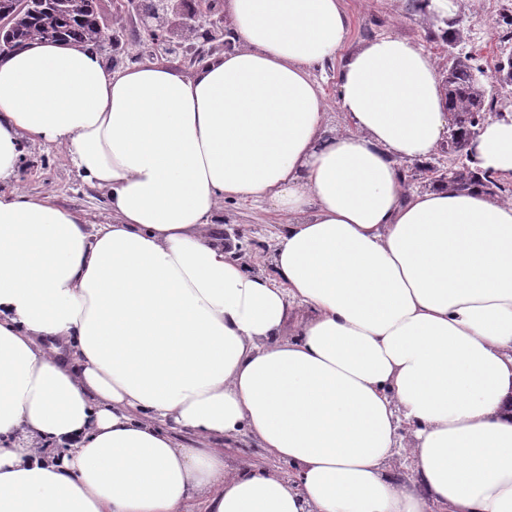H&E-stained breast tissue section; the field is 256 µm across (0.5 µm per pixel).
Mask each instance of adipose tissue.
Segmentation results:
<instances>
[{
    "instance_id": "adipose-tissue-1",
    "label": "adipose tissue",
    "mask_w": 512,
    "mask_h": 512,
    "mask_svg": "<svg viewBox=\"0 0 512 512\" xmlns=\"http://www.w3.org/2000/svg\"><path fill=\"white\" fill-rule=\"evenodd\" d=\"M223 8L233 50L188 73L0 56V183L51 144L112 213L0 193V512H512V198L409 189L451 124L435 60L345 53V0ZM468 153L512 183V121ZM228 200L284 217L276 279ZM243 432L289 476L230 464Z\"/></svg>"
}]
</instances>
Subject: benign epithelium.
Returning a JSON list of instances; mask_svg holds the SVG:
<instances>
[{"instance_id": "obj_1", "label": "benign epithelium", "mask_w": 512, "mask_h": 512, "mask_svg": "<svg viewBox=\"0 0 512 512\" xmlns=\"http://www.w3.org/2000/svg\"><path fill=\"white\" fill-rule=\"evenodd\" d=\"M113 17L125 18L130 25L117 24L112 28V52L118 54L138 35L144 48L140 60L153 63L162 58H179V65L191 70L204 59L233 48L229 39V23L220 0H113ZM458 160L442 158L427 167L413 166L407 170L408 181L421 179L423 173L435 183H448L450 174L457 172Z\"/></svg>"}]
</instances>
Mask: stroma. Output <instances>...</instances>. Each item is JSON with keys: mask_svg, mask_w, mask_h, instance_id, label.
<instances>
[{"mask_svg": "<svg viewBox=\"0 0 512 512\" xmlns=\"http://www.w3.org/2000/svg\"><path fill=\"white\" fill-rule=\"evenodd\" d=\"M410 0H346L352 17L347 51H354L377 36L396 33L430 52L445 65L447 49L479 53L487 44L512 53V0H450L446 10L409 9ZM14 187L31 194L55 196L59 205L85 213L92 223L110 222L112 214L102 192L78 176L65 153L35 145L23 157ZM224 241L243 256L251 269L272 275L269 257L281 219L263 206L229 202L224 206Z\"/></svg>", "mask_w": 512, "mask_h": 512, "instance_id": "obj_1", "label": "stroma"}]
</instances>
